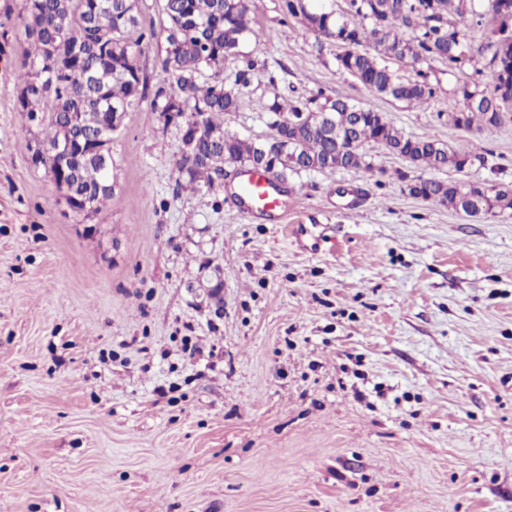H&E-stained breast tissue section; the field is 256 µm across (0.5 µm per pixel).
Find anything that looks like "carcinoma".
<instances>
[{"label":"carcinoma","instance_id":"cac0c4a2","mask_svg":"<svg viewBox=\"0 0 512 512\" xmlns=\"http://www.w3.org/2000/svg\"><path fill=\"white\" fill-rule=\"evenodd\" d=\"M24 0L20 15L30 48L20 64L19 111L38 123L43 152L31 163L51 179L66 171L73 196L94 212L112 197L107 168L97 155L74 153L60 162L53 152L59 128L69 113L85 118L74 126L80 139H112L132 104L152 93L158 112L196 114L201 127L188 126L197 140L194 155L178 152L177 187L210 186L224 167L249 168L266 159L264 172L283 182L290 174L338 170L373 171L368 151L384 147L417 169L462 171L475 156L429 138L405 135L381 112L338 98L320 102L322 93L274 95L268 107L270 132L263 138L240 136L224 128V113L238 106L235 88L256 76L257 62L241 54L253 34L248 0H162L165 22L159 29L141 25L137 0ZM503 0H345L340 10L325 0H282L285 19L301 22L316 37L318 53L336 48V69L367 90L406 104L424 105L435 95L423 64L439 63L455 77L449 90L448 130H480L512 122V14L501 13ZM492 18L493 37L475 42L473 33ZM59 43L51 76L38 79L33 64ZM160 46L163 81L149 86L135 50ZM239 61L233 86L211 79L224 61ZM415 68L402 79L390 62ZM489 73L482 84L474 76ZM312 112L331 121L309 122ZM413 196L470 214L512 210V186L480 182H444L401 175Z\"/></svg>","mask_w":512,"mask_h":512}]
</instances>
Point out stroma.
Wrapping results in <instances>:
<instances>
[{
	"mask_svg": "<svg viewBox=\"0 0 512 512\" xmlns=\"http://www.w3.org/2000/svg\"><path fill=\"white\" fill-rule=\"evenodd\" d=\"M270 75L224 125L255 138L289 87L477 155L435 179L512 185V125L448 133L339 74L249 0ZM23 0H0V512H512V210L408 194L401 157L290 175L282 216L177 187L181 132L142 98L105 208L71 212L17 112ZM199 354H184L185 345Z\"/></svg>",
	"mask_w": 512,
	"mask_h": 512,
	"instance_id": "obj_1",
	"label": "stroma"
}]
</instances>
